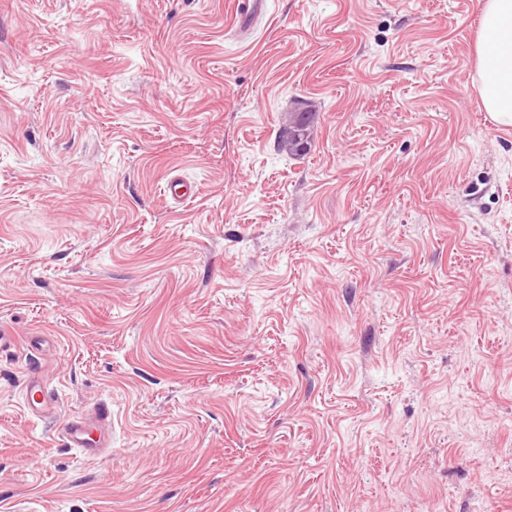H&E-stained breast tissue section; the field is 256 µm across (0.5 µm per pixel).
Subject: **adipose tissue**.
<instances>
[{
    "label": "adipose tissue",
    "mask_w": 512,
    "mask_h": 512,
    "mask_svg": "<svg viewBox=\"0 0 512 512\" xmlns=\"http://www.w3.org/2000/svg\"><path fill=\"white\" fill-rule=\"evenodd\" d=\"M475 79L483 106L502 126L512 125V0H482Z\"/></svg>",
    "instance_id": "1"
}]
</instances>
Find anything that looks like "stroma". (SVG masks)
Wrapping results in <instances>:
<instances>
[{
	"mask_svg": "<svg viewBox=\"0 0 512 512\" xmlns=\"http://www.w3.org/2000/svg\"><path fill=\"white\" fill-rule=\"evenodd\" d=\"M480 10L0 0V512H512ZM100 402L87 460L61 426ZM266 7L267 0H237V31L241 35L250 33L258 18L265 12ZM305 112L301 113L300 121H291L280 135V144L291 154L305 152L308 149V118ZM51 399L50 391L41 383L32 379L26 388L25 400L27 407L40 413H45L47 417L51 416L54 411L49 406Z\"/></svg>",
	"mask_w": 512,
	"mask_h": 512,
	"instance_id": "35a3bbf8",
	"label": "stroma"
}]
</instances>
